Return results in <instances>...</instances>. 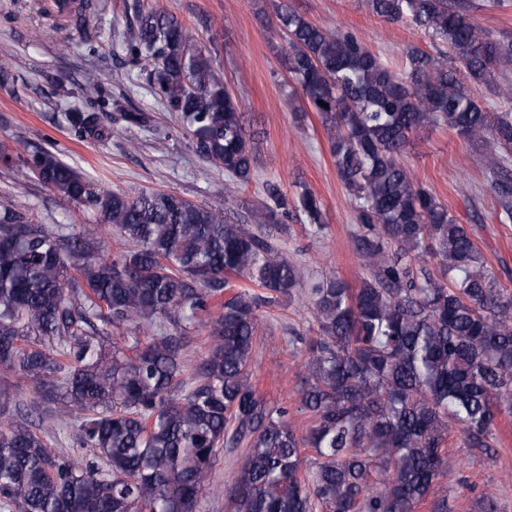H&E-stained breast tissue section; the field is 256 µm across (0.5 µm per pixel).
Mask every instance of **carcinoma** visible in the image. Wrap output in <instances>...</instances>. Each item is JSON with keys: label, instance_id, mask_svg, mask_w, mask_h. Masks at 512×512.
Segmentation results:
<instances>
[{"label": "carcinoma", "instance_id": "1", "mask_svg": "<svg viewBox=\"0 0 512 512\" xmlns=\"http://www.w3.org/2000/svg\"><path fill=\"white\" fill-rule=\"evenodd\" d=\"M389 23L448 48L407 52L400 72L357 36L276 6L280 62L322 126L357 205L352 249L365 269L356 288L339 277L307 293L312 334L296 390L311 420L297 434L291 409L250 382L265 309L300 294L299 266L275 234L293 213L316 233L322 203L263 186L261 214L234 216L171 192L104 191L50 151L0 163L95 212L117 248L86 233L0 209V365L59 394L92 457L50 448L52 411L22 412L0 388V509L22 512H199L224 496L230 512H448L430 500L460 467L448 441L490 453L497 418L512 415V290L501 287L465 225L402 160L410 135L446 128L486 144L476 156L512 220V111L504 103L512 37L473 23L460 0H367ZM154 95L186 126L195 151L247 187L257 157L239 98L177 17L137 7L121 41ZM101 78L80 87L95 102ZM325 102L324 108L319 102ZM69 121L81 138L108 139L96 111ZM224 296L219 308L212 301ZM212 340L186 369L191 330ZM240 451L231 484L211 485L219 448Z\"/></svg>", "mask_w": 512, "mask_h": 512}]
</instances>
